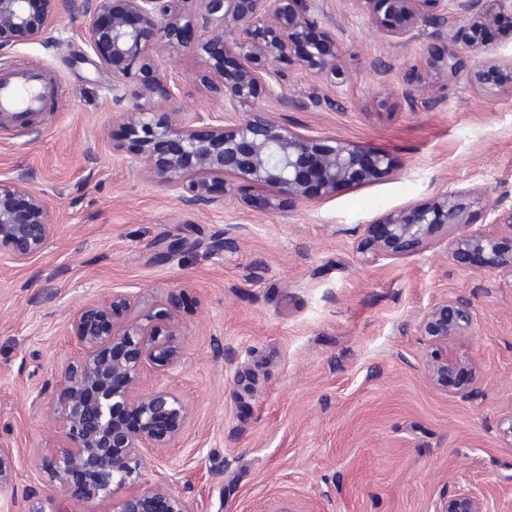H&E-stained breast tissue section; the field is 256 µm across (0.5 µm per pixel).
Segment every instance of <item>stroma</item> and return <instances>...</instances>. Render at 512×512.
I'll list each match as a JSON object with an SVG mask.
<instances>
[{"label": "stroma", "instance_id": "35a3bbf8", "mask_svg": "<svg viewBox=\"0 0 512 512\" xmlns=\"http://www.w3.org/2000/svg\"><path fill=\"white\" fill-rule=\"evenodd\" d=\"M320 5L347 80L295 66L285 87L308 108L257 102L302 135L387 155L392 173L272 215L244 204L242 182L223 213L186 210L123 163L112 77L77 9L0 55L39 69L47 87L42 110L0 120V179L32 176L61 226L45 252L0 266V440L14 461L0 512L44 498L55 364L80 355L63 325L80 300L116 288L141 309H174L185 333L177 365L141 373L144 390H170L189 409L142 487L173 476L195 512H442L462 488L488 512H512V277L452 256L442 233L415 253L357 251L366 225L437 194L512 198V85L489 98L427 74V32L388 40L358 0ZM159 64L180 111L218 109L201 51L177 45ZM422 83L433 102L402 97ZM458 294L475 302V331L455 342L479 371L464 396L428 382L431 347L417 331L433 303Z\"/></svg>", "mask_w": 512, "mask_h": 512}]
</instances>
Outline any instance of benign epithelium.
I'll return each mask as SVG.
<instances>
[{
    "label": "benign epithelium",
    "instance_id": "benign-epithelium-1",
    "mask_svg": "<svg viewBox=\"0 0 512 512\" xmlns=\"http://www.w3.org/2000/svg\"><path fill=\"white\" fill-rule=\"evenodd\" d=\"M358 2L386 38L407 41L432 28L426 67L450 82L465 74L476 91L492 95L494 75L512 71V57L474 54L502 15L512 12V0ZM62 5L63 0H0V51L42 36ZM80 6L89 16L84 39L112 76V100L131 101L115 115L126 130L118 151L142 180L176 194L185 207L221 210L224 195L212 182L242 181L257 191L251 203L274 213L279 194L304 201L390 171V160L380 152L306 137L255 104L263 88L287 109L305 107L283 91L284 69L292 65L330 82L347 78L336 35L313 17L316 0H81ZM196 33L224 111L188 116L176 107L177 87L160 72L158 56L175 42L190 44ZM226 112L242 116L226 124ZM481 201L478 195L465 202L446 192L426 205L393 211L368 225L361 253H414L435 230L446 228L454 252L480 258L479 271L512 275V251L465 223L466 209ZM59 234L52 206L28 177L0 180L1 264L27 262ZM136 308L135 295L114 291L79 302L65 323L83 355L55 366L60 390L47 425L58 444L42 460L52 510L36 505L30 512H83L92 500L106 504V512H194L168 480L139 488L147 465L183 433L189 411L175 394L140 386L144 364L165 368L181 359V319L164 308L143 314ZM474 324V303L463 295L441 299L423 315L419 334L445 348L424 361L432 385L461 390L473 380L474 367L452 342L472 334ZM12 470L10 445L0 441V485L10 481ZM444 512H486V505L461 489L448 498Z\"/></svg>",
    "mask_w": 512,
    "mask_h": 512
}]
</instances>
